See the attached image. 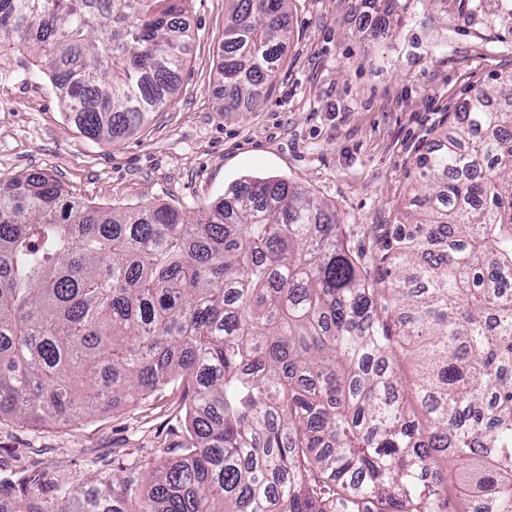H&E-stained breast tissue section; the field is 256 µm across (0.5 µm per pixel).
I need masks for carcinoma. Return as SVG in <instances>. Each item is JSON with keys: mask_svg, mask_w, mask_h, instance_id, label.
<instances>
[{"mask_svg": "<svg viewBox=\"0 0 512 512\" xmlns=\"http://www.w3.org/2000/svg\"><path fill=\"white\" fill-rule=\"evenodd\" d=\"M224 111L268 96L293 0H231ZM512 35V0H444ZM186 0H0V51L44 59L89 140L177 91ZM398 0H364L388 30ZM405 221L363 274L327 203L246 179L192 219L108 210L45 173L0 184V415L70 424L177 384L189 438L132 481L0 487V512H512V72L416 157ZM413 380L400 374L410 360ZM457 458L448 472L437 454Z\"/></svg>", "mask_w": 512, "mask_h": 512, "instance_id": "obj_1", "label": "carcinoma"}]
</instances>
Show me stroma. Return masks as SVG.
<instances>
[{
	"mask_svg": "<svg viewBox=\"0 0 512 512\" xmlns=\"http://www.w3.org/2000/svg\"><path fill=\"white\" fill-rule=\"evenodd\" d=\"M388 33L363 0H297L285 64L260 106L224 109L226 0H189L194 40L170 104L133 136L93 142L70 124L27 49L0 53V182L45 172L101 207L165 204L186 214L247 177H281L335 206L354 251L374 255L400 223L415 160L470 89L512 71V38L457 22L441 0H401ZM171 386L137 405L61 425L0 415V484L53 506L62 485L142 480L187 436Z\"/></svg>",
	"mask_w": 512,
	"mask_h": 512,
	"instance_id": "obj_1",
	"label": "stroma"
}]
</instances>
